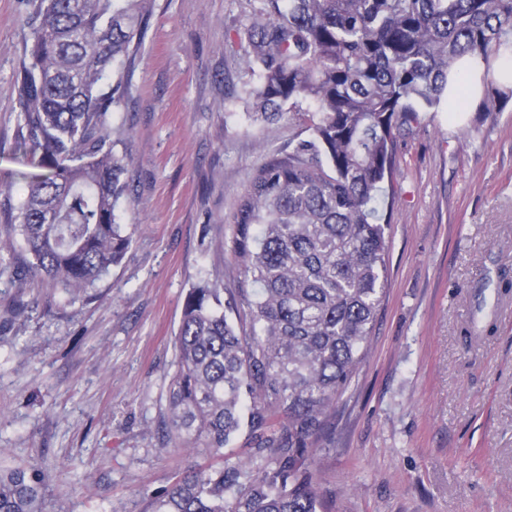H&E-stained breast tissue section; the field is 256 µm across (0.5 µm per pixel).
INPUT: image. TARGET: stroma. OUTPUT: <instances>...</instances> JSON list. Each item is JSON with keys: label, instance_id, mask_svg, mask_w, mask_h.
<instances>
[{"label": "stroma", "instance_id": "1", "mask_svg": "<svg viewBox=\"0 0 512 512\" xmlns=\"http://www.w3.org/2000/svg\"><path fill=\"white\" fill-rule=\"evenodd\" d=\"M254 0H150L142 44L115 72V151L132 235L122 262L69 301L0 274V464L48 470L44 512H149L206 465L162 451L189 288H232V215L272 156L308 138L252 121L257 75L242 31ZM29 0H0V183L32 170L19 149L16 77ZM386 297L368 354L318 451L336 512H512V102L425 119L399 144ZM485 286L494 335H464Z\"/></svg>", "mask_w": 512, "mask_h": 512}]
</instances>
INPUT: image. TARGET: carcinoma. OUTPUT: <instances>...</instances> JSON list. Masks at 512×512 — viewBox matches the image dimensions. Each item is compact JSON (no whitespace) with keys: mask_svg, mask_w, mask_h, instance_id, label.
Segmentation results:
<instances>
[{"mask_svg":"<svg viewBox=\"0 0 512 512\" xmlns=\"http://www.w3.org/2000/svg\"><path fill=\"white\" fill-rule=\"evenodd\" d=\"M246 32L254 120L306 117L310 139L270 159L238 199L229 300L186 293L162 445L223 457L177 477L151 512H333L316 449L364 362L387 285L386 212L398 144L425 114L464 111L448 79L484 64L475 111L512 101V0H256ZM149 0H35L17 75L20 142L36 172L0 185V268L74 299L119 264L131 234L112 140L114 63L142 39ZM47 474L0 468V512H42Z\"/></svg>","mask_w":512,"mask_h":512,"instance_id":"carcinoma-1","label":"carcinoma"}]
</instances>
